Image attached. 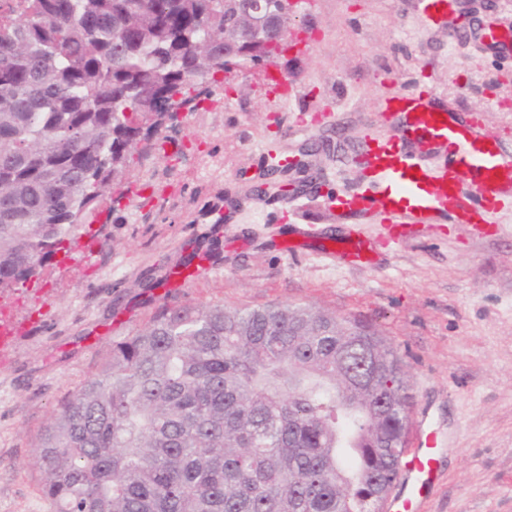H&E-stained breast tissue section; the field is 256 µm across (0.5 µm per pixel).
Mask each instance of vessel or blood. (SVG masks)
<instances>
[{
  "mask_svg": "<svg viewBox=\"0 0 512 512\" xmlns=\"http://www.w3.org/2000/svg\"><path fill=\"white\" fill-rule=\"evenodd\" d=\"M381 107L396 112L397 122L386 139L363 145L372 192L344 197L342 204L361 218L381 210L385 224L370 237L362 236L354 224H292L290 240L301 247L319 240V256L360 269L373 266L377 256L399 245L414 225L441 215L467 224L475 238H488L500 204L512 194V155L503 152L501 135L472 113L423 105L409 91L383 100ZM213 269L207 260L192 269H171L162 274V285L173 291L185 288ZM437 445L435 436L416 429L399 477L401 492L388 500L386 512H420Z\"/></svg>",
  "mask_w": 512,
  "mask_h": 512,
  "instance_id": "1",
  "label": "vessel or blood"
}]
</instances>
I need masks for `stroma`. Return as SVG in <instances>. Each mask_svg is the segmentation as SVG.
<instances>
[{
  "label": "stroma",
  "mask_w": 512,
  "mask_h": 512,
  "mask_svg": "<svg viewBox=\"0 0 512 512\" xmlns=\"http://www.w3.org/2000/svg\"><path fill=\"white\" fill-rule=\"evenodd\" d=\"M456 12L512 32V0H459ZM452 25L424 23L416 0H299L296 43L283 56L262 73L216 76L200 109L165 121L162 136L187 146L181 157L135 156L126 181L157 189L151 207L105 191L99 214L40 278L0 288V310L21 327L0 346V512H54L32 469L38 434L113 343L150 320L158 276L214 241L217 271L168 304H300L373 324L403 360L413 420L442 442L422 512H512V200L492 241L451 224L350 270L278 250L280 200L249 194L265 153L289 157L327 139L331 149L308 159L320 189L303 197L305 217L348 223L328 198L366 188L360 147L387 134L381 102L405 91L512 130V55L449 40ZM267 72L288 76V96L271 92ZM119 315L124 325L109 332Z\"/></svg>",
  "instance_id": "obj_1"
}]
</instances>
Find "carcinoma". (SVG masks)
<instances>
[{"instance_id":"carcinoma-1","label":"carcinoma","mask_w":512,"mask_h":512,"mask_svg":"<svg viewBox=\"0 0 512 512\" xmlns=\"http://www.w3.org/2000/svg\"><path fill=\"white\" fill-rule=\"evenodd\" d=\"M17 9L0 0V288L40 274L173 107L198 108L224 51L255 64L224 0ZM409 389L359 320L163 303L61 400L33 468L55 512H384Z\"/></svg>"}]
</instances>
